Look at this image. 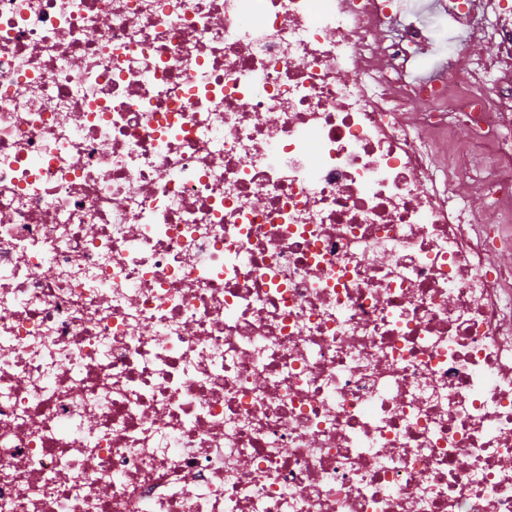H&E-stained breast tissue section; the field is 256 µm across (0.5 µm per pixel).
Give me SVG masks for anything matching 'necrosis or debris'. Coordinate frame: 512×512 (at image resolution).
<instances>
[{
    "label": "necrosis or debris",
    "mask_w": 512,
    "mask_h": 512,
    "mask_svg": "<svg viewBox=\"0 0 512 512\" xmlns=\"http://www.w3.org/2000/svg\"><path fill=\"white\" fill-rule=\"evenodd\" d=\"M0 512H512V0H0Z\"/></svg>",
    "instance_id": "necrosis-or-debris-1"
}]
</instances>
